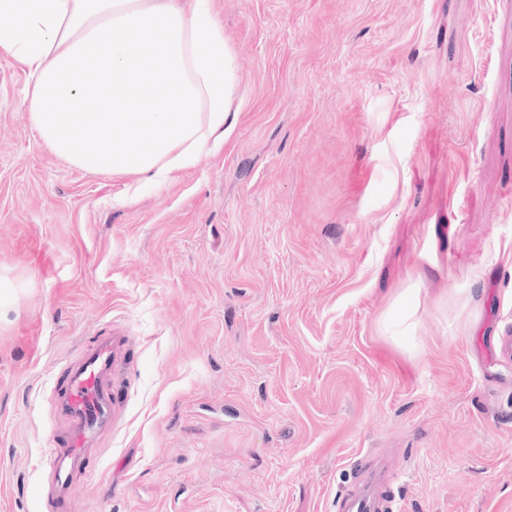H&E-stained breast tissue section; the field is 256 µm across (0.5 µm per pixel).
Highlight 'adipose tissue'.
I'll return each mask as SVG.
<instances>
[{
	"mask_svg": "<svg viewBox=\"0 0 512 512\" xmlns=\"http://www.w3.org/2000/svg\"><path fill=\"white\" fill-rule=\"evenodd\" d=\"M31 123L89 172L161 187L218 151L242 102L212 0H0Z\"/></svg>",
	"mask_w": 512,
	"mask_h": 512,
	"instance_id": "obj_1",
	"label": "adipose tissue"
}]
</instances>
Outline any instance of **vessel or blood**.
I'll return each instance as SVG.
<instances>
[{
  "label": "vessel or blood",
  "instance_id": "b4317fda",
  "mask_svg": "<svg viewBox=\"0 0 512 512\" xmlns=\"http://www.w3.org/2000/svg\"><path fill=\"white\" fill-rule=\"evenodd\" d=\"M118 367V346L102 336L74 363L68 364L52 391V403L68 428L43 460L51 512H66L65 492L75 470H90L89 450L98 432L114 421V398L106 379ZM383 479L351 490L338 504L340 512H381Z\"/></svg>",
  "mask_w": 512,
  "mask_h": 512
}]
</instances>
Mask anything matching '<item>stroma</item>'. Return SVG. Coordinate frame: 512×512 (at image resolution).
<instances>
[{
  "instance_id": "1",
  "label": "stroma",
  "mask_w": 512,
  "mask_h": 512,
  "mask_svg": "<svg viewBox=\"0 0 512 512\" xmlns=\"http://www.w3.org/2000/svg\"><path fill=\"white\" fill-rule=\"evenodd\" d=\"M213 8L237 127L141 196L49 149L0 53V512H48L50 393L100 336L69 512H336L378 456L385 512H512V0ZM28 283L8 271L0 270V319L17 302L20 288H27ZM417 290V288H406L392 315L389 317L390 319L393 315L399 316V326H404L407 331L414 330L416 325L413 318L415 317L419 307L416 296Z\"/></svg>"
}]
</instances>
